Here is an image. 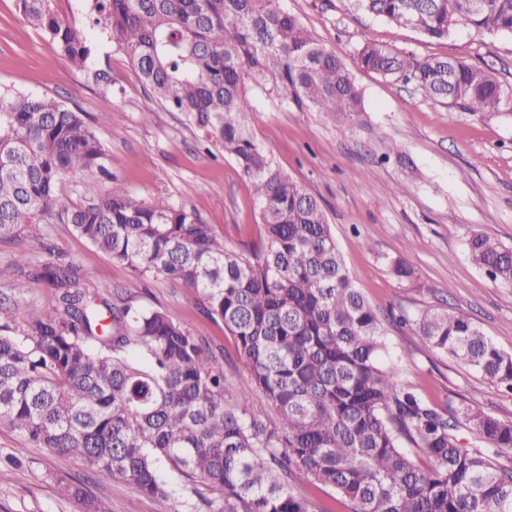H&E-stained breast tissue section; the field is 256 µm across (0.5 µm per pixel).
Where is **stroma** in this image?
I'll return each mask as SVG.
<instances>
[{"mask_svg":"<svg viewBox=\"0 0 512 512\" xmlns=\"http://www.w3.org/2000/svg\"><path fill=\"white\" fill-rule=\"evenodd\" d=\"M93 0H53L55 13L83 31L91 48L85 69L74 68L45 35L0 0V89L48 96L82 112L103 144V170L65 175L60 190L81 201L85 184L159 197L193 210L227 246L256 242V188L235 162L204 140L184 114L158 102L109 33L93 23ZM329 50L347 64L362 93L363 112L339 128L317 112L257 98L247 116L251 134L274 163L300 182L325 210L346 269L376 311L399 386L416 387L439 407H478L512 418V394L455 359L426 347L410 319L419 311L452 307L468 314L502 350L512 352V284L491 280L474 266L466 242L487 233L512 246V111L475 116L425 97L413 83L382 77L357 64L362 34L424 60L449 57L487 71L512 89V38L458 24L447 39L389 24L354 10L348 0H282ZM110 121H102L103 113ZM401 155L385 158V144ZM406 184L396 192V184ZM55 251L47 253L43 245ZM31 265L51 255L92 275V286L113 299L126 268L80 238L68 224H44L39 235L0 238V266L18 254ZM411 265L417 283L398 279L394 260ZM54 292L31 282L16 288L0 279V325L55 308ZM130 305L157 309L209 343L229 384L247 376L232 336L212 320L194 294L158 278L138 289ZM0 428V512H83L65 493L83 487L106 512H156L154 500L122 481L99 484L75 456L30 447Z\"/></svg>","mask_w":512,"mask_h":512,"instance_id":"1","label":"stroma"}]
</instances>
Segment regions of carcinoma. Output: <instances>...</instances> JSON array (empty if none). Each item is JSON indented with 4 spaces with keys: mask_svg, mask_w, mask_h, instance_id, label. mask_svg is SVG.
Returning a JSON list of instances; mask_svg holds the SVG:
<instances>
[{
    "mask_svg": "<svg viewBox=\"0 0 512 512\" xmlns=\"http://www.w3.org/2000/svg\"><path fill=\"white\" fill-rule=\"evenodd\" d=\"M52 0H15L76 66L84 33ZM361 11L431 39L459 23L512 37V0H349ZM156 99L185 115L257 188L258 241L241 253L212 225L164 197L147 203L88 185L78 203L64 174L101 167L104 148L80 112L53 99L0 93V236L63 223L129 269L130 293L151 277L192 290L236 341L249 374L236 392L203 339L160 310L130 314L128 299L100 301L89 274L59 260L35 268L20 253L0 267L14 287L52 288L57 308L0 327V427L24 443L83 459L99 482L120 479L181 512L167 464L202 484L217 512H310L301 484L334 492L349 512H512V420L477 407L454 413L413 388L376 312L351 280L327 215L252 137L246 116L260 93L349 126L363 111L345 62L280 0H94ZM358 65L405 79L466 112L509 105L483 69L452 58L418 60L363 35ZM473 265L512 284V247L473 232ZM413 324L426 344L512 392V353L461 311L429 309ZM263 399L238 408L231 398ZM475 435L469 446L456 432Z\"/></svg>",
    "mask_w": 512,
    "mask_h": 512,
    "instance_id": "cac0c4a2",
    "label": "carcinoma"
}]
</instances>
